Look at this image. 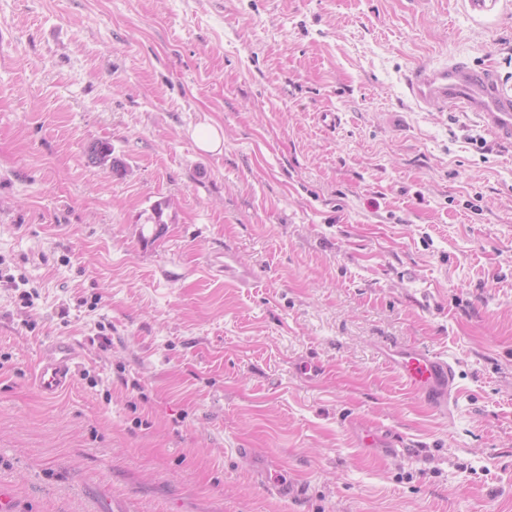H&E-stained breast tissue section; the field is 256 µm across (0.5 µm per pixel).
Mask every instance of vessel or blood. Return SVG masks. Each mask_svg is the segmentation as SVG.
Instances as JSON below:
<instances>
[{
    "mask_svg": "<svg viewBox=\"0 0 512 512\" xmlns=\"http://www.w3.org/2000/svg\"><path fill=\"white\" fill-rule=\"evenodd\" d=\"M410 96L421 106H452L480 115L487 129L512 138V94L500 89L486 69L469 70L451 64L419 69L407 83ZM77 352L66 340L52 342L40 361L37 381L41 391L54 397L67 389L74 377ZM394 367L404 384L434 410L448 412L459 388L454 366L439 355L412 348L398 351ZM358 439L370 452L390 453L396 440L384 433L362 431Z\"/></svg>",
    "mask_w": 512,
    "mask_h": 512,
    "instance_id": "b4317fda",
    "label": "vessel or blood"
}]
</instances>
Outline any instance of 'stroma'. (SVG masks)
I'll return each mask as SVG.
<instances>
[{
  "mask_svg": "<svg viewBox=\"0 0 512 512\" xmlns=\"http://www.w3.org/2000/svg\"><path fill=\"white\" fill-rule=\"evenodd\" d=\"M1 26L11 512H512V141L406 87L460 62L512 93V0H0ZM55 338L81 358L49 398ZM404 348L455 365L452 414ZM191 136L197 147L205 153H216L222 151L224 130L222 126L217 123H200L193 129ZM394 367L404 384L434 410L448 415L459 388L454 366L439 355L422 349L400 350ZM357 438L361 442L364 448H367L370 452L376 453H390L393 452L394 448L398 446V441L392 439L387 434L371 432L365 430L356 432Z\"/></svg>",
  "mask_w": 512,
  "mask_h": 512,
  "instance_id": "1",
  "label": "stroma"
}]
</instances>
